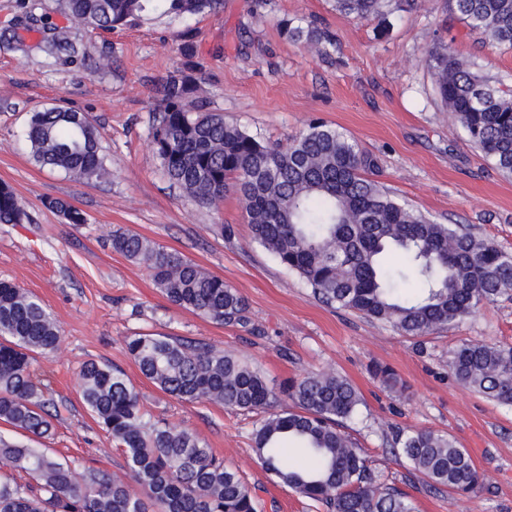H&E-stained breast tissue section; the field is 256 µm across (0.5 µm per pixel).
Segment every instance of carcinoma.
Segmentation results:
<instances>
[{
	"label": "carcinoma",
	"instance_id": "1",
	"mask_svg": "<svg viewBox=\"0 0 512 512\" xmlns=\"http://www.w3.org/2000/svg\"><path fill=\"white\" fill-rule=\"evenodd\" d=\"M223 0H58L75 26L110 31L150 11L214 12ZM451 10L492 43L512 47V0H448ZM352 19L390 24L401 0H335ZM19 21L42 23L29 0ZM70 28L57 27L41 51L75 57ZM289 38L326 53L328 35L289 27ZM185 70L163 81L152 140L164 175L202 207L235 195L251 241L302 278L321 302L422 337L472 315L485 301L512 292V253L459 224H437L369 177L375 158L353 138L322 121L287 145L263 142L209 110L193 34L184 33ZM439 98L469 142L504 176H512V91L438 41L427 51ZM33 161L82 180L110 174L91 119L71 109L31 115L25 132ZM50 206L68 224L85 214L64 200ZM27 218L15 190L0 183V223ZM112 249L144 265L173 304L220 325H246L248 304L224 278L204 271L130 230L112 232ZM60 330L52 314L24 289L0 282V421L35 438L51 433L47 385L31 370L37 354L55 351ZM141 374L183 402L206 400L263 414L252 439L257 460L282 484L323 512H413L405 493L380 481L357 443L343 431L361 399L354 386L328 371L313 372L276 392L261 372L232 351L177 336L137 334L125 340ZM448 365L465 387L512 405V345L464 342ZM80 397L98 424L125 450L131 486L107 471L78 468L0 436V512H259L256 489L224 466L189 429L145 419L139 392L122 371L88 362L79 372ZM292 409L273 411L278 394ZM392 453L433 487L477 491L481 476L468 452L431 430H397ZM24 473L36 487L20 483Z\"/></svg>",
	"mask_w": 512,
	"mask_h": 512
}]
</instances>
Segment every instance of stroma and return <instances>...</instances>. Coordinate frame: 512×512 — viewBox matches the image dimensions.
<instances>
[{
	"instance_id": "1",
	"label": "stroma",
	"mask_w": 512,
	"mask_h": 512,
	"mask_svg": "<svg viewBox=\"0 0 512 512\" xmlns=\"http://www.w3.org/2000/svg\"><path fill=\"white\" fill-rule=\"evenodd\" d=\"M21 0H0V181L29 219L0 224V280L36 296L61 334L56 351L36 356L34 376L58 408L51 436L33 440L82 470L126 471L122 448L102 430L78 391L90 361L121 369L139 391L147 419L193 431L227 467L255 487L260 512H317L256 462V414L209 401L181 402L145 379L126 337L153 333L202 339L259 368L270 386L333 371L361 403L346 431L376 473L409 496L414 512H512V406L460 385L448 368L464 341L512 344V300L479 305L460 323L412 338L390 325L315 300L295 273L251 243L235 195L202 208L171 186L151 126L162 79L182 69L186 30L211 109L266 142L286 144L319 118L354 138L378 164L376 179L410 208L441 224H468L512 253V177L494 170L446 112L425 53L442 38L458 53L506 76L512 49L489 43L448 14V0H408L388 30L377 20L338 13L333 0H224L221 11L182 17L150 12L113 31L72 30L78 49L64 65L39 48L41 33L15 47ZM317 24L335 38L327 54L292 41L287 25ZM112 64L101 68V57ZM65 106L88 113L101 133L112 175L77 180L35 165L25 140L31 113ZM60 198L85 213L66 223L49 208ZM130 229L181 252L223 277L247 301V325L225 326L171 304L148 269L112 249V232ZM402 386L386 388L374 366ZM451 435L481 475L468 496L435 489L390 452L396 428Z\"/></svg>"
}]
</instances>
